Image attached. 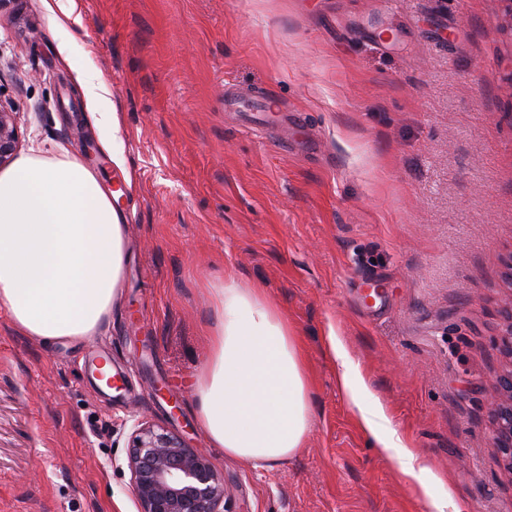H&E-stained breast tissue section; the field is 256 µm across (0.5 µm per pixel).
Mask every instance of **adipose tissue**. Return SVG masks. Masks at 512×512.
Masks as SVG:
<instances>
[{"mask_svg": "<svg viewBox=\"0 0 512 512\" xmlns=\"http://www.w3.org/2000/svg\"><path fill=\"white\" fill-rule=\"evenodd\" d=\"M117 191L66 148L21 156L0 172V310L45 341L95 334L112 312L126 262ZM217 314L196 374L197 421L211 447L270 469L302 448L312 427L299 338L258 288L227 278L211 290ZM340 384L364 428L402 471L426 468L382 408L368 404L356 367L331 337Z\"/></svg>", "mask_w": 512, "mask_h": 512, "instance_id": "1", "label": "adipose tissue"}]
</instances>
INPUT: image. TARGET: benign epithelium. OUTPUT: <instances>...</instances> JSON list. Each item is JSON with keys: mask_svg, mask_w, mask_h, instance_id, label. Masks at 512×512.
<instances>
[{"mask_svg": "<svg viewBox=\"0 0 512 512\" xmlns=\"http://www.w3.org/2000/svg\"><path fill=\"white\" fill-rule=\"evenodd\" d=\"M15 115L11 101L0 97V170L12 163L20 146ZM499 349L508 367L498 375L497 394L488 403L491 440L512 474V311ZM126 466L137 512H232L224 475L178 434L135 423Z\"/></svg>", "mask_w": 512, "mask_h": 512, "instance_id": "1", "label": "benign epithelium"}]
</instances>
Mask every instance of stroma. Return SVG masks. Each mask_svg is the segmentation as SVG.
I'll use <instances>...</instances> for the list:
<instances>
[{"label":"stroma","instance_id":"obj_1","mask_svg":"<svg viewBox=\"0 0 512 512\" xmlns=\"http://www.w3.org/2000/svg\"><path fill=\"white\" fill-rule=\"evenodd\" d=\"M73 53L42 0H0V90L21 153L65 146L131 178L129 263L100 331L46 344L0 311V512H136L132 418L222 471L234 512H512L486 404L512 258V20L500 0H75ZM267 88L304 116L264 133L225 94ZM115 111L120 161L93 109ZM235 276L301 339L312 429L262 470L211 447L193 399ZM432 476L379 448L329 336ZM79 75L80 87L87 99L104 98L110 93V85L101 73L80 69Z\"/></svg>","mask_w":512,"mask_h":512}]
</instances>
